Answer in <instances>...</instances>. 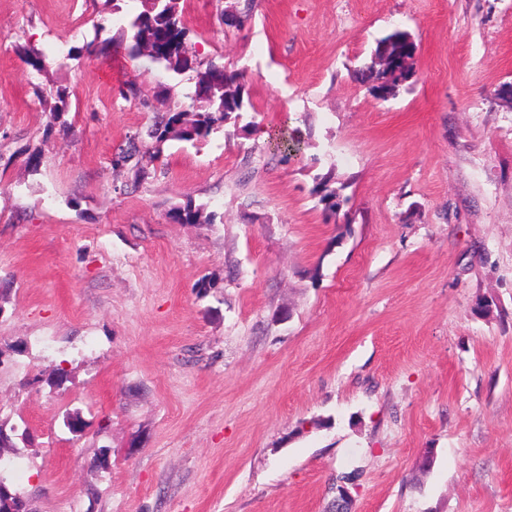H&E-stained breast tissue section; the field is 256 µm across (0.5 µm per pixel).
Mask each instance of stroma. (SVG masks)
I'll use <instances>...</instances> for the list:
<instances>
[{
	"instance_id": "35a3bbf8",
	"label": "stroma",
	"mask_w": 512,
	"mask_h": 512,
	"mask_svg": "<svg viewBox=\"0 0 512 512\" xmlns=\"http://www.w3.org/2000/svg\"><path fill=\"white\" fill-rule=\"evenodd\" d=\"M184 7L254 109L126 192L139 99L191 108L190 75L88 52L104 0H0L7 478L32 512H328L344 474L351 512H512V0ZM396 28L379 99L356 73ZM410 37L408 32L395 29L376 42L372 62L359 70L361 82L368 85V91L374 96L381 97L390 91H395L411 77L410 61L415 55L417 46ZM380 52L387 53L392 61L388 68L383 69L374 62V56Z\"/></svg>"
}]
</instances>
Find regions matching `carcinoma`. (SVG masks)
<instances>
[{"mask_svg": "<svg viewBox=\"0 0 512 512\" xmlns=\"http://www.w3.org/2000/svg\"><path fill=\"white\" fill-rule=\"evenodd\" d=\"M120 0H105L112 4L116 15V32L87 48L99 53L121 48L132 57H146L166 71L182 75L194 73L195 88L192 118L185 119V111L168 109L156 112L152 104L139 100L141 110L155 115L136 133L127 137L125 145L117 148L112 169L123 174L126 181L140 183L152 174L163 154L165 143L178 139L194 144L206 141L210 134L223 127L234 113L244 111L246 68L227 69L213 62H204L188 49L184 7L182 0H138L137 12H125ZM417 46L406 31L395 29L379 39L373 54L384 52L392 64L383 69L372 62L359 70L361 82L368 91L381 97L396 90L411 75V60Z\"/></svg>", "mask_w": 512, "mask_h": 512, "instance_id": "cac0c4a2", "label": "carcinoma"}]
</instances>
